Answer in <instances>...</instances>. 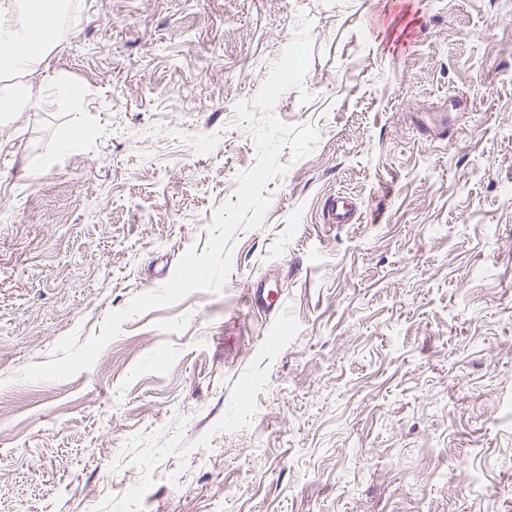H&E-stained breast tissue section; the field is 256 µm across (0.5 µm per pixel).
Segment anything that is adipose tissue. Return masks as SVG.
<instances>
[{"label": "adipose tissue", "instance_id": "obj_1", "mask_svg": "<svg viewBox=\"0 0 512 512\" xmlns=\"http://www.w3.org/2000/svg\"><path fill=\"white\" fill-rule=\"evenodd\" d=\"M63 0H0V77L32 73L51 50Z\"/></svg>", "mask_w": 512, "mask_h": 512}]
</instances>
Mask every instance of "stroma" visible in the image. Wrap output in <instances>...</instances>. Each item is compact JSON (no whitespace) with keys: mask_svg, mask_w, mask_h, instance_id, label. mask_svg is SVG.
<instances>
[{"mask_svg":"<svg viewBox=\"0 0 512 512\" xmlns=\"http://www.w3.org/2000/svg\"><path fill=\"white\" fill-rule=\"evenodd\" d=\"M70 2L46 104L0 113V512H512V0ZM304 16L272 113L319 140L222 291L20 380L204 250L257 159L236 106ZM265 276L273 317L243 303ZM355 211L354 203L347 196L337 195L331 200L328 207L329 217L333 224H349Z\"/></svg>","mask_w":512,"mask_h":512,"instance_id":"35a3bbf8","label":"stroma"}]
</instances>
